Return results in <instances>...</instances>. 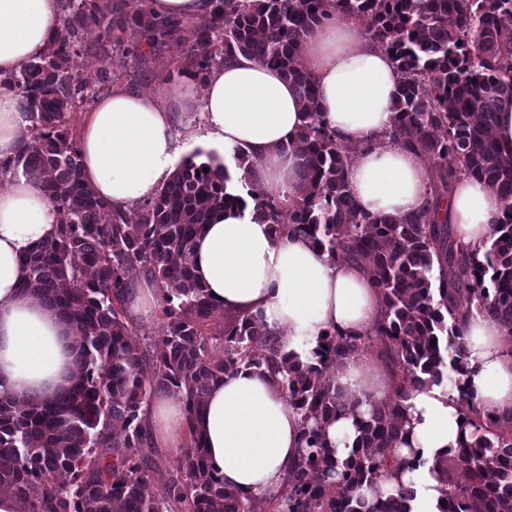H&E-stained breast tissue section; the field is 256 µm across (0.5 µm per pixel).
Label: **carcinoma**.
Returning a JSON list of instances; mask_svg holds the SVG:
<instances>
[{"instance_id":"carcinoma-1","label":"carcinoma","mask_w":512,"mask_h":512,"mask_svg":"<svg viewBox=\"0 0 512 512\" xmlns=\"http://www.w3.org/2000/svg\"><path fill=\"white\" fill-rule=\"evenodd\" d=\"M360 23L388 51L401 74L390 140L419 152L432 176L430 197L441 201L453 181L469 175L496 193L498 236L484 252L467 248L448 222L428 210L408 218L362 212L344 171L353 148L336 140L322 119L319 92L299 61L305 37L330 9ZM178 18L138 7L108 17L98 0H60L51 46L3 83L29 101L32 149L0 169L34 177L59 213L55 236L22 258V291L55 306L77 329L80 374L51 400L0 392V488L21 512H250L212 473L199 439L177 465L160 468L148 454L152 438L142 407L160 391L182 394L195 415L210 386L241 363L282 374L290 405L302 414V449L288 486L269 498L268 512H411L414 491L357 494L389 471L403 431L400 399L407 388L440 385L466 363L453 323L476 307L512 336V160L493 137L497 114L512 106V0H215L194 25L187 53L205 82L224 58L253 56L294 85L305 123L297 139L299 183L289 205L255 196L227 167L197 162L194 151L144 202L140 222L101 200L84 182L71 133L72 112L86 103L90 81L70 60L88 49L130 55L138 33L155 48L182 32ZM275 230L303 232L333 259L366 263L382 294L384 315L371 338L332 336L314 364L284 366L279 342L260 316H224L189 266L195 238L215 211L241 206ZM141 279L163 293L160 331L144 348L131 343L126 304ZM379 343L400 392L375 403L350 458L340 463L322 424L345 408L330 368ZM460 413L474 441L434 459L437 512H512V419L481 412L459 391ZM161 489H154L155 483Z\"/></svg>"}]
</instances>
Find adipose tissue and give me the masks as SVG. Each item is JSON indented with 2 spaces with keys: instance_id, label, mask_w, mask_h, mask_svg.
<instances>
[{
  "instance_id": "1",
  "label": "adipose tissue",
  "mask_w": 512,
  "mask_h": 512,
  "mask_svg": "<svg viewBox=\"0 0 512 512\" xmlns=\"http://www.w3.org/2000/svg\"><path fill=\"white\" fill-rule=\"evenodd\" d=\"M58 0H0V159L27 153L33 143L29 103L2 85L44 53L53 40ZM301 56L319 89L324 121L337 140L359 144L345 180L359 209L402 217L429 201L430 173L418 152L388 142L400 77L386 50L359 23L337 15L313 27ZM201 108L210 143L223 163L245 155L250 178L265 199L286 200L298 181L297 134L304 122L293 85L277 68L236 54L207 77L202 97L191 87L158 96L113 86L87 112L78 135L83 175L98 197L126 210L151 198L172 173L188 142L184 115ZM441 208L457 237L475 248L496 238L498 200L482 180L457 179ZM57 230L55 208L41 186L23 174L0 175V389L47 399L78 376L75 330L58 311L24 294L21 258ZM191 266L213 303L262 316L281 339L289 362L309 363L323 334L364 338L383 315V299L364 264L331 259L303 234L275 233L252 210L232 208L205 226ZM467 358L459 386L414 388L402 401L404 434L398 463L360 494L418 492L413 512H432L436 492L428 465L453 454L472 429L461 423L458 389L480 409L512 413V349L495 318L463 320ZM333 379L346 408L323 425L337 460H345L375 402L397 390L392 376L364 355L337 360ZM157 438L170 448L201 437L213 472L249 504L280 492L297 460L301 416L290 405L280 376L242 367L215 382L197 416L180 393L165 391L146 405Z\"/></svg>"
}]
</instances>
